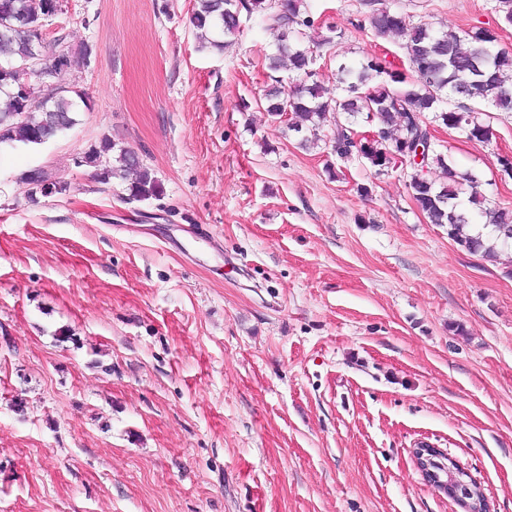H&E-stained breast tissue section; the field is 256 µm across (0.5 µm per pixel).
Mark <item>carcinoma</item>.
<instances>
[{
    "label": "carcinoma",
    "mask_w": 512,
    "mask_h": 512,
    "mask_svg": "<svg viewBox=\"0 0 512 512\" xmlns=\"http://www.w3.org/2000/svg\"><path fill=\"white\" fill-rule=\"evenodd\" d=\"M48 0H0V146L15 143L43 145L78 125V107H89V98L76 90H62L44 103L21 96L19 87L34 47L27 30L14 19L22 15L32 24L47 20ZM363 21L376 38H400L410 62L418 65L407 81L398 68L366 55L353 64H342L335 91L322 86L314 69L323 49L331 48L342 33L326 27L310 35V16H302L303 0H196L193 26L218 30L228 38L240 34L241 19L268 12L276 32V53L264 56L262 65L273 71L288 69V87L281 80L264 94L265 111L274 119L287 118L289 131L300 135V145L319 142L330 147L336 160L354 159L367 164L378 179L397 170L406 176L405 186L416 208L431 224L448 227V238L469 253L491 257L499 248H512V211L500 209L481 194V171L460 170L440 140L427 143V127L459 130L468 141L490 143L493 132L484 116L512 113V51L489 39L482 29H436L413 22L397 10L379 6V0H359ZM489 67L492 84L504 92L494 99L475 82L480 62ZM346 115L336 134L324 139L328 117ZM422 149V162L403 161ZM84 162L96 168L102 183L113 179L129 182V196L148 199L159 195L160 184L138 155L114 140L104 138L90 148ZM438 177H433V173ZM19 180L31 195H47L45 170L28 169ZM51 183V182H49ZM56 193L65 187L51 183Z\"/></svg>",
    "instance_id": "cac0c4a2"
}]
</instances>
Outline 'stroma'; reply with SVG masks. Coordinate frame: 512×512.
Segmentation results:
<instances>
[{
    "label": "stroma",
    "instance_id": "1",
    "mask_svg": "<svg viewBox=\"0 0 512 512\" xmlns=\"http://www.w3.org/2000/svg\"><path fill=\"white\" fill-rule=\"evenodd\" d=\"M384 2L512 48L494 0ZM194 4L64 0L48 51L90 105L53 142L0 149V512H463L419 471L422 441L512 512V250L470 254L399 173L329 177L262 107L268 19L203 49ZM307 5L343 33L326 85L366 54L407 69L357 0ZM490 124L488 144L437 137L512 211V113ZM106 137L158 196L98 182L83 157ZM34 167L64 192L30 196Z\"/></svg>",
    "mask_w": 512,
    "mask_h": 512
}]
</instances>
